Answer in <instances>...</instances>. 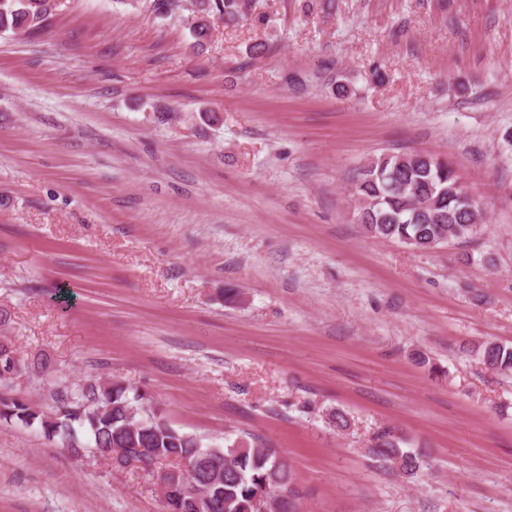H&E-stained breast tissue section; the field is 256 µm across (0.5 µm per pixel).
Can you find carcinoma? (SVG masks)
Wrapping results in <instances>:
<instances>
[{
	"label": "carcinoma",
	"mask_w": 512,
	"mask_h": 512,
	"mask_svg": "<svg viewBox=\"0 0 512 512\" xmlns=\"http://www.w3.org/2000/svg\"><path fill=\"white\" fill-rule=\"evenodd\" d=\"M48 0H0V31L27 34L48 15ZM252 0H195L194 44L208 40L213 21L241 20ZM457 176L439 158L422 152L383 154L359 167L353 182L357 216L367 231L397 240L420 252L442 243L466 242L476 230L463 210ZM493 370L512 371V346L488 342L480 353ZM13 366L0 358V421L37 427L48 439L59 438L74 457L87 448L108 462L121 448L128 452L117 468L137 467L152 473L192 467L193 502L189 512H257L256 502L268 490L287 496L275 500L274 512H298L300 492L288 464L268 445L235 442L223 448L175 428L161 414L145 426L142 406L146 394L117 381L88 380L77 386L60 385L54 405L45 408L7 389ZM403 438L386 430L369 452L408 479L423 467L422 456L401 448Z\"/></svg>",
	"instance_id": "cac0c4a2"
}]
</instances>
